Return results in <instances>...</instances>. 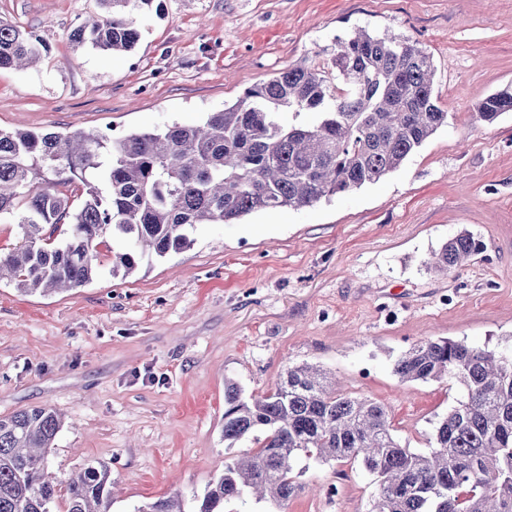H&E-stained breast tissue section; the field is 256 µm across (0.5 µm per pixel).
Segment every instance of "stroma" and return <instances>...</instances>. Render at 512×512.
<instances>
[{
  "instance_id": "stroma-1",
  "label": "stroma",
  "mask_w": 512,
  "mask_h": 512,
  "mask_svg": "<svg viewBox=\"0 0 512 512\" xmlns=\"http://www.w3.org/2000/svg\"><path fill=\"white\" fill-rule=\"evenodd\" d=\"M98 0H0V20L46 45L0 69V129L121 136L202 123L289 67L329 66L337 38L394 32L431 53L441 127L380 181L233 224L124 276L112 245L85 286L25 294L0 283V415L49 406L46 453L61 479L96 461L118 489L112 512L203 494L225 448L224 378L270 391L293 364L383 405L394 436L425 452L460 396L452 382H402L394 360L427 338L512 347V112L474 107L512 87V0H153L128 53L76 45ZM484 248L448 273L428 260L459 230ZM287 512H368L360 463L300 460Z\"/></svg>"
}]
</instances>
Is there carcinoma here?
Here are the masks:
<instances>
[{
  "label": "carcinoma",
  "mask_w": 512,
  "mask_h": 512,
  "mask_svg": "<svg viewBox=\"0 0 512 512\" xmlns=\"http://www.w3.org/2000/svg\"><path fill=\"white\" fill-rule=\"evenodd\" d=\"M107 17L78 26L72 41L124 53L139 41L134 10L152 0H99ZM44 46L31 32L0 21V68L38 60ZM332 79L294 66L246 89L238 102L200 125L116 139L83 131L0 130V219L22 229L21 245L0 252V278L22 293L44 295L90 283L98 246L110 235L112 274L193 244L198 224H231L253 211L301 209L380 181L396 171L440 127L448 113L434 95L435 66L426 48L387 33L355 30L332 52ZM492 123L512 112V88L476 104ZM310 115L306 122L297 118ZM78 179L77 209L59 190ZM61 224L68 236L45 233ZM483 249L462 230L442 245L434 267L458 270ZM393 372L403 382L452 379L461 398L434 426L432 450L401 445L384 406L336 389L319 369L289 366L274 389L244 396L224 378V444L245 438L258 449L229 457L224 472L192 510L159 498L145 512H224L252 496L284 512L302 490L300 455L359 461L376 477L368 512H512V353L447 338L424 339L401 354ZM61 427L48 406L0 416V512H112V471L89 463L61 482L45 451Z\"/></svg>",
  "instance_id": "obj_1"
}]
</instances>
